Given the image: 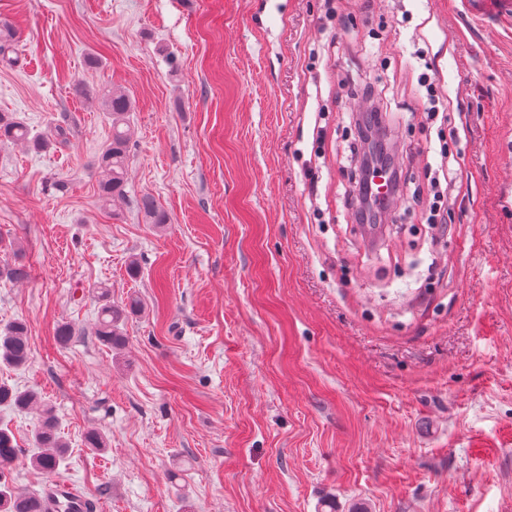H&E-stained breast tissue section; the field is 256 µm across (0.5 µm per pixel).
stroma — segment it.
<instances>
[{"instance_id":"stroma-1","label":"stroma","mask_w":512,"mask_h":512,"mask_svg":"<svg viewBox=\"0 0 512 512\" xmlns=\"http://www.w3.org/2000/svg\"><path fill=\"white\" fill-rule=\"evenodd\" d=\"M0 0V327L30 359L0 381L61 422L56 476L100 512H512V24L463 0ZM98 64H88L90 56ZM432 68L451 127L422 123ZM386 87L395 222L367 246L344 191L355 83ZM134 104L126 200L98 198ZM447 164L448 229L409 196ZM153 196L167 223L138 210ZM139 272L130 275V260ZM139 312L114 350L99 287ZM74 334L58 343L56 328ZM16 486L41 494L35 414L0 409ZM100 432L105 450L87 445ZM106 112L112 123V136L97 158L98 197L106 205L117 206L125 200L128 161L132 130L129 112L132 102L121 91H108L103 97ZM28 129L6 113H0V144L31 143Z\"/></svg>"}]
</instances>
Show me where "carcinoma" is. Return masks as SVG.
<instances>
[{"label": "carcinoma", "mask_w": 512, "mask_h": 512, "mask_svg": "<svg viewBox=\"0 0 512 512\" xmlns=\"http://www.w3.org/2000/svg\"><path fill=\"white\" fill-rule=\"evenodd\" d=\"M106 112L112 123V136L97 158V168L101 178L98 179L99 199L112 206L125 200L127 186L128 161L132 130L129 112L132 102L121 91H110L103 97ZM33 143L38 149L47 148L50 141H31L28 129L15 118L0 113V144ZM138 208L153 224H165L167 214L154 197L145 195L138 202ZM21 282L29 278V267L22 262H15L0 267V275ZM103 304L100 306L94 334L98 340L109 348L124 345L120 326L128 315L139 310L140 302L131 300L124 306L115 305L108 300V289L100 291ZM29 341L27 325L24 321H14L0 330V362L11 367H21L29 359ZM12 411L39 410V419L34 431V445L37 452L30 457L31 466L44 473L57 471L66 454V445L58 430V417L54 409L45 404L41 397L32 390H22L0 383V407ZM20 452L15 435L0 425V512H42L40 497L18 490L12 480L13 466Z\"/></svg>", "instance_id": "carcinoma-1"}]
</instances>
